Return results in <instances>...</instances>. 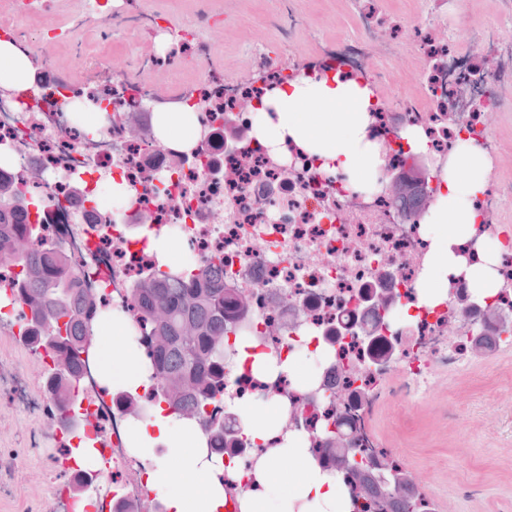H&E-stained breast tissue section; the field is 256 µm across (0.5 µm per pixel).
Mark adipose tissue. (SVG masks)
Masks as SVG:
<instances>
[{
	"mask_svg": "<svg viewBox=\"0 0 512 512\" xmlns=\"http://www.w3.org/2000/svg\"><path fill=\"white\" fill-rule=\"evenodd\" d=\"M29 59L18 53L14 42L0 38V87L21 91L29 84ZM371 89L329 72L321 78H298L279 89L253 114L257 139L271 145L285 138L301 143L309 153L333 162L349 186L357 191L375 185L382 177L383 162L365 136L366 112ZM196 112L179 109L158 115L157 136L168 147L186 151L195 141ZM491 164L473 141H464L450 160L442 180V193L426 219L431 237L429 271L417 287L416 302L400 305L398 316L412 317L418 305L448 294L457 277H465L478 293H496L501 247L484 240L479 262L464 265L457 248L477 232L476 201L489 180ZM103 322L114 338L102 343L92 334V349L99 357L101 375L111 387L141 390L147 385L150 364L130 337L135 328L123 314L105 315ZM279 410L274 402L254 398L241 411L244 435L252 442L271 438ZM134 443L143 458H151L157 445L180 452L178 468L158 463L150 470L149 484L164 493L169 512H223L224 488L218 479L221 466L205 462L197 431L156 409L153 417L134 429ZM297 462L299 473L282 476V461ZM260 490L241 500L242 512H346L347 494L340 478L324 471L311 456L304 439L289 438L268 450L258 465Z\"/></svg>",
	"mask_w": 512,
	"mask_h": 512,
	"instance_id": "obj_1",
	"label": "adipose tissue"
}]
</instances>
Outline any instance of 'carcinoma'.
I'll return each mask as SVG.
<instances>
[{"instance_id":"carcinoma-1","label":"carcinoma","mask_w":512,"mask_h":512,"mask_svg":"<svg viewBox=\"0 0 512 512\" xmlns=\"http://www.w3.org/2000/svg\"><path fill=\"white\" fill-rule=\"evenodd\" d=\"M16 275L10 291L0 289V303L30 310L44 319V325L20 337L45 364V390L56 395L50 413L62 422L66 413L80 409L82 396L76 378L80 376L82 354L90 350L89 337L103 309L97 297L80 288L69 259L47 242L41 225L31 220L12 182L0 178V269ZM129 314L134 325L147 336V357L156 387L147 402L165 404L178 418L190 409V421L202 426L210 450L233 459L242 450L225 447V439L236 430V419L215 420L206 408L224 396V372L228 334L235 327L224 323V311L252 310L261 299L257 289L227 288L224 262L205 261L179 274L155 270L141 277L131 289ZM358 417L347 414L324 429L318 442L321 464L336 470L333 438L347 433ZM350 489L352 512H430L425 496L385 498L386 489L370 475L368 457L354 470L342 474Z\"/></svg>"}]
</instances>
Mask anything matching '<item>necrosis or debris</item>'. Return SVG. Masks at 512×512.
I'll use <instances>...</instances> for the list:
<instances>
[{
    "label": "necrosis or debris",
    "instance_id": "4bbe7bcc",
    "mask_svg": "<svg viewBox=\"0 0 512 512\" xmlns=\"http://www.w3.org/2000/svg\"><path fill=\"white\" fill-rule=\"evenodd\" d=\"M380 2L348 0L354 33L320 46L317 64L307 69L284 68L257 47L249 52L261 72L257 81L215 84L206 68H198V93L214 111L204 118L205 132L196 133L190 157L179 161L155 137L146 110L155 97L145 81L115 74L107 84L78 85L40 74L23 94L0 96V175L25 195L47 239L69 255L82 288L105 307L126 312L133 284L162 265L149 238H172L188 244L184 264L220 259L241 287L260 289L261 304L229 334L230 345L254 340L259 351L280 361L304 345L316 352L310 379L246 370L227 382L217 404L224 413L269 394L280 406L284 437L315 439L323 410L307 396L325 381L327 364L362 352L347 334L350 325L366 324L378 351H386L391 325L372 318L368 301L377 287L373 273L386 268L389 287L403 301L416 300L430 241L423 198L402 207L387 184L352 190L292 141L275 150L251 132L234 140L232 127L245 120L242 101L253 89L267 94L326 69L378 87L406 43L400 31L407 30L412 37L406 44L422 59L420 94L378 97L368 126L369 140L385 156L386 175L416 164L436 173L464 138L496 157L492 126L512 113V0H496L493 18L468 22L463 39L446 23L452 0H418L414 21L389 16ZM209 26L201 14L178 25L155 15L156 32L168 34L176 50L199 46ZM379 26L397 36L372 58L368 51ZM76 101L96 120L95 132L78 125L71 109ZM409 128L423 131L425 147L404 157L399 145ZM107 181L127 184L132 196L113 205L103 189ZM511 192L512 181L494 173L478 203L485 236L503 245L502 286L488 303L506 311L512 309V233L499 200ZM476 320L446 299L418 309L410 324L413 340L393 364L408 393H427L441 369L461 372L460 344ZM80 389L88 423L69 444L97 449L117 473L131 461L130 419L98 380L89 353L82 357ZM120 500L149 510L159 496L145 478L116 476L108 485H94L66 512H112Z\"/></svg>",
    "mask_w": 512,
    "mask_h": 512
}]
</instances>
